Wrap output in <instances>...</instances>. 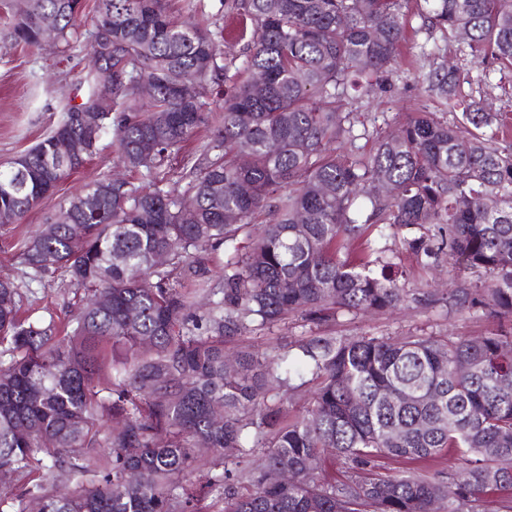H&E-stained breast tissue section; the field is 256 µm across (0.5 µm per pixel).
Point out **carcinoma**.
<instances>
[{
  "instance_id": "cac0c4a2",
  "label": "carcinoma",
  "mask_w": 512,
  "mask_h": 512,
  "mask_svg": "<svg viewBox=\"0 0 512 512\" xmlns=\"http://www.w3.org/2000/svg\"><path fill=\"white\" fill-rule=\"evenodd\" d=\"M411 3L429 28L463 34L472 56L512 69V0H238L237 17L254 31L246 76L213 109L203 93L220 48L207 26L172 17L164 0H97L87 94L19 155L20 168L0 170V229L84 166L60 159L49 170L45 158L59 130L85 135L75 117L96 97L102 30L112 108L96 138L112 133L119 162L149 182H114L79 225L67 207L24 242L30 278L58 273L85 291L64 323L23 316L19 285L0 277V469L32 475L19 494L0 490V512H26L28 497L40 512H476L480 499L512 491V468L500 466L512 460V151L487 134L504 126L503 113L462 94L470 76L450 64L421 94H439L466 125L420 104L366 161L331 148L358 139L343 111L348 92L382 86L399 66ZM33 7L70 42L82 0ZM9 24L15 42L41 45L28 19L13 14ZM142 73L155 84L146 101ZM202 126L215 128L224 153L191 164L188 206L160 187L159 168ZM375 181L393 193H373ZM266 207L273 222L254 235ZM387 227L406 232L415 254L484 274L455 303L497 327L477 339L313 336L276 362L224 349L255 322L299 313L325 324L403 304L404 268L339 256ZM244 238L224 283L211 284L196 253L236 250ZM200 291L222 294L202 325L190 313ZM301 370L312 385L304 413L268 404ZM256 446L260 466L224 468L225 450L244 457ZM42 455L69 472L67 485L39 467ZM439 456L451 465L364 476L382 457ZM338 460L351 472L331 480L325 464ZM279 466L290 477L269 481Z\"/></svg>"
}]
</instances>
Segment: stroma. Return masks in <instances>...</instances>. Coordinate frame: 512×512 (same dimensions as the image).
Masks as SVG:
<instances>
[{
  "label": "stroma",
  "instance_id": "1",
  "mask_svg": "<svg viewBox=\"0 0 512 512\" xmlns=\"http://www.w3.org/2000/svg\"><path fill=\"white\" fill-rule=\"evenodd\" d=\"M175 17L188 14L204 20L222 51L218 59L220 71L209 84L205 100L216 104L224 99V91L241 75V65L248 51L250 33L228 35L227 0H165ZM400 68L389 76L383 87H365L350 94L345 111L364 120L368 136L357 139L354 150L369 156L376 147L377 133H393L404 122L418 101L419 90L414 75H428L442 64L451 62L473 77L474 97L492 98L498 111L512 121V74L490 72L481 59L469 55L466 47L443 38L440 31L424 26L419 16H412L407 38L400 48ZM87 63L84 52L59 40L43 42L38 47L17 45L0 27V165L27 151L46 137L62 120L67 106L81 103L85 88L81 82ZM215 134L200 128L185 143L181 154L166 158L163 169L168 179L163 187L189 196V180L182 177L184 157L206 159L216 156ZM116 146L111 135H104L96 155L83 168L68 176L56 191L34 207L25 218L12 224L0 236V275L14 278L19 285L23 304L32 317L53 316L64 321L80 304V296L61 281L59 274L27 278L19 258L23 241L32 236L68 201L84 194L87 185L105 175L118 172ZM378 256L387 262L404 266L409 276L405 288L409 298L395 310L381 313H345L334 322L318 327L300 316L290 315L274 326H252L236 339L237 345L259 350L275 359L287 351L291 342L318 333L336 337L375 336H439L454 334L479 337L492 326L482 312L459 310L453 301L456 289L478 284L480 274L434 263L425 256H414L396 230H385L377 237Z\"/></svg>",
  "mask_w": 512,
  "mask_h": 512
}]
</instances>
